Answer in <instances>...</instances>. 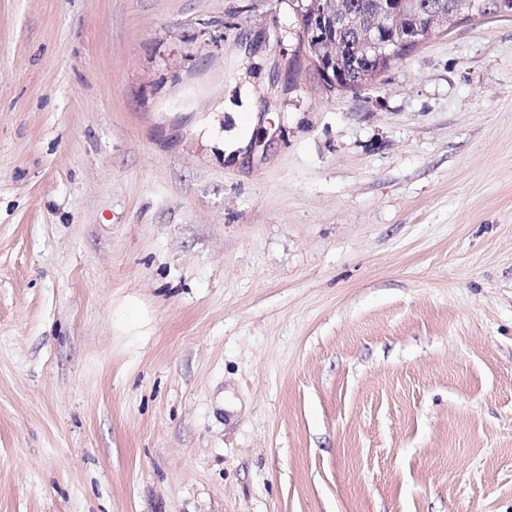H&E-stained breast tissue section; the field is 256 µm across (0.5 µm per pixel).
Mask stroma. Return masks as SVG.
<instances>
[{"mask_svg":"<svg viewBox=\"0 0 512 512\" xmlns=\"http://www.w3.org/2000/svg\"><path fill=\"white\" fill-rule=\"evenodd\" d=\"M0 512H512V16L0 0ZM307 11H299L300 25L306 42L314 43L313 48L317 54L315 61L326 81L331 87L338 86L336 74L338 68L342 71L341 88H356L371 81L364 79L363 70L366 62L344 52L338 65L339 50L336 45V31L338 25L346 18L345 0H297L296 9L306 5ZM330 33L333 34L331 38ZM354 2L349 14V20H346V27L337 36L340 41L346 43L350 39L353 27L360 24L367 17L369 10L375 5L373 0H350ZM386 6L385 0H381L380 10L374 14L372 18L361 29L360 27L351 37L352 42L350 46L356 54L364 57L368 65L373 67L376 64L375 71H364L365 74L376 73L379 65L384 60H392L397 53V46L399 45L394 40L389 39V34L396 32L400 33L401 24L408 20L410 14L408 9L414 8L413 0H388ZM398 1V2H393ZM396 4H398L396 6ZM417 45L416 43H406L402 45L397 53L399 58L405 55L409 48ZM374 64V65H373Z\"/></svg>","mask_w":512,"mask_h":512,"instance_id":"stroma-1","label":"stroma"}]
</instances>
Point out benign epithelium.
Masks as SVG:
<instances>
[{
  "instance_id": "1",
  "label": "benign epithelium",
  "mask_w": 512,
  "mask_h": 512,
  "mask_svg": "<svg viewBox=\"0 0 512 512\" xmlns=\"http://www.w3.org/2000/svg\"><path fill=\"white\" fill-rule=\"evenodd\" d=\"M412 8L413 0H398L396 3L390 0L386 5L380 4V10L352 36V50L364 57L370 67L393 59L398 43L389 39V35L401 32V24L408 20V10ZM299 17L306 41L314 44L316 64L323 77L331 86H338L339 50L332 34L338 31V25L346 18L344 0H311L308 9L299 12ZM447 20V15L431 12L419 23V33L429 39Z\"/></svg>"
}]
</instances>
